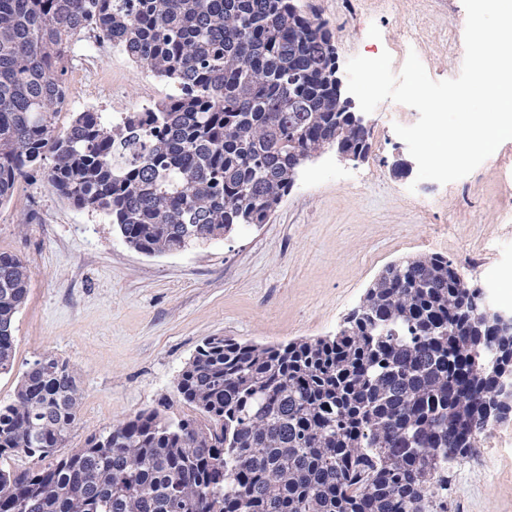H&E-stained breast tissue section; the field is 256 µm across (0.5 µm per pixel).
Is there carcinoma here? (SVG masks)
<instances>
[{
    "label": "carcinoma",
    "instance_id": "carcinoma-1",
    "mask_svg": "<svg viewBox=\"0 0 512 512\" xmlns=\"http://www.w3.org/2000/svg\"><path fill=\"white\" fill-rule=\"evenodd\" d=\"M290 0H0V204L36 169L148 255L267 224L304 159L365 157L369 131L329 88L336 46ZM93 32L171 85L114 128L66 106L68 56ZM27 263L0 253V373L13 368ZM512 335L440 255L387 265L333 337L210 336L155 408L54 457L76 370L47 356L0 403V512H448V469L512 415L496 402ZM24 454L49 458L12 468Z\"/></svg>",
    "mask_w": 512,
    "mask_h": 512
}]
</instances>
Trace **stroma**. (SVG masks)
Wrapping results in <instances>:
<instances>
[{
	"instance_id": "1",
	"label": "stroma",
	"mask_w": 512,
	"mask_h": 512,
	"mask_svg": "<svg viewBox=\"0 0 512 512\" xmlns=\"http://www.w3.org/2000/svg\"><path fill=\"white\" fill-rule=\"evenodd\" d=\"M327 22L339 63L368 58L400 43L415 51L435 80L457 77L462 57V0H302ZM78 42L68 71L72 113L133 112L163 99L170 85L107 44L94 63ZM386 101L367 116L371 149L344 161L327 149L299 170L269 223L183 251L148 256L123 243L111 225L60 199L36 174L0 204V252L22 257L30 288L14 320L15 363L0 374V402L11 400L22 373L55 356L80 376L76 424L57 456L81 448L106 425L152 408L186 413L175 385L203 338L262 344L335 335L384 267L418 255L447 256L473 286L496 281L512 297V140L470 175L449 183L417 181L397 171L410 160L388 120ZM414 186V196L404 189ZM488 241L485 271L467 251ZM481 468L456 465L448 512H512V420L491 427Z\"/></svg>"
}]
</instances>
